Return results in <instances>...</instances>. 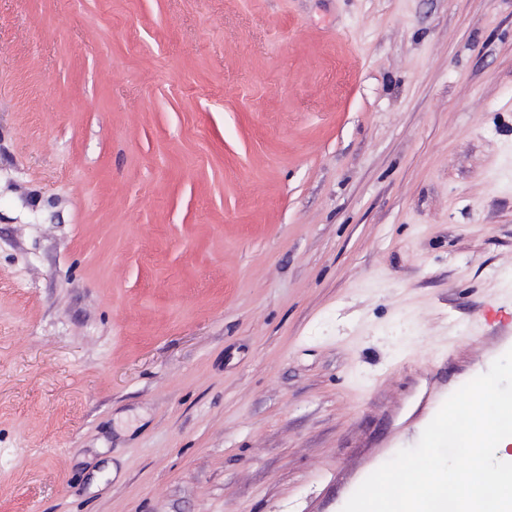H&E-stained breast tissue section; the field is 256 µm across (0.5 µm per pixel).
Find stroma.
Segmentation results:
<instances>
[{
	"label": "stroma",
	"instance_id": "35a3bbf8",
	"mask_svg": "<svg viewBox=\"0 0 512 512\" xmlns=\"http://www.w3.org/2000/svg\"><path fill=\"white\" fill-rule=\"evenodd\" d=\"M512 350V0H0V512H343Z\"/></svg>",
	"mask_w": 512,
	"mask_h": 512
}]
</instances>
